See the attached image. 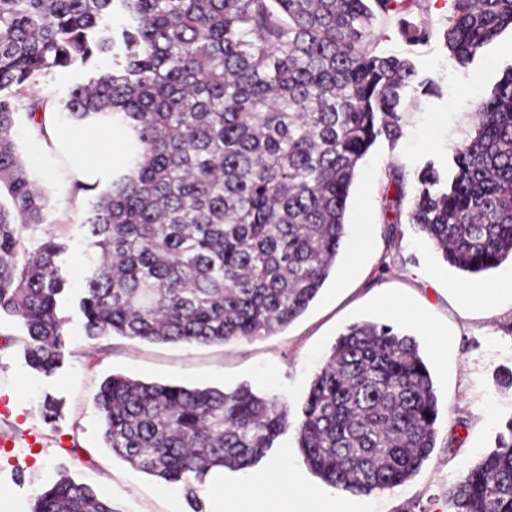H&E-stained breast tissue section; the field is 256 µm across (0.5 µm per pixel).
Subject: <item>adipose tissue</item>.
I'll return each instance as SVG.
<instances>
[{"instance_id": "ef3b65f1", "label": "adipose tissue", "mask_w": 512, "mask_h": 512, "mask_svg": "<svg viewBox=\"0 0 512 512\" xmlns=\"http://www.w3.org/2000/svg\"><path fill=\"white\" fill-rule=\"evenodd\" d=\"M44 118L50 139L65 146L70 154V177L81 182H93L103 172L122 164L130 153V141L114 127L80 128L61 121L54 111L45 113ZM257 484L265 490L262 503H255L250 491L228 490L218 512H326L320 501L297 492L295 476L286 463L274 464Z\"/></svg>"}]
</instances>
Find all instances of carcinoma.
<instances>
[{"label": "carcinoma", "instance_id": "carcinoma-1", "mask_svg": "<svg viewBox=\"0 0 512 512\" xmlns=\"http://www.w3.org/2000/svg\"><path fill=\"white\" fill-rule=\"evenodd\" d=\"M419 0H0V312L19 318L24 358L50 375L67 349L60 231L14 138L15 118L47 103L45 71L112 55L74 85L72 121L109 120L135 152L94 193L85 221L98 261L80 309L91 340L224 344L283 328L317 296L343 249L358 162L403 136L412 62L378 50L377 19L430 34ZM442 37L467 64L506 28L512 0H452ZM129 22L112 36L103 17ZM454 172L421 176L409 223L467 274L512 258V66L481 100ZM400 212L407 174L389 171ZM112 454L195 493L224 469L256 465L288 427L287 406L249 385L230 391L110 375L95 397ZM438 399L419 345L390 325H348L315 373L296 426L311 473L354 496L383 492L435 448ZM31 512H114L62 475ZM448 512H512V418L495 447L448 488Z\"/></svg>", "mask_w": 512, "mask_h": 512}]
</instances>
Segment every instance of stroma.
I'll list each match as a JSON object with an SVG mask.
<instances>
[{"label": "stroma", "instance_id": "35a3bbf8", "mask_svg": "<svg viewBox=\"0 0 512 512\" xmlns=\"http://www.w3.org/2000/svg\"><path fill=\"white\" fill-rule=\"evenodd\" d=\"M450 13L451 0H421L420 16L431 33L419 42L404 40L395 22L377 21L381 50L409 59L418 73V84L404 94V135L394 144L378 139L358 164L345 218L347 224L367 227L358 266L339 256L306 312L272 335L192 347L115 337L111 349L99 351L97 341L85 335L79 308L82 279L97 260L83 225L93 201L72 199L63 178L33 170L49 197L48 221L63 225L66 233L68 248L57 259L67 280L58 313L66 320L69 346L54 374L35 372L24 359L20 319L0 316V495L13 500L19 512H30L32 499L65 471L111 500L116 512H194L198 505L212 512L210 484L191 500L181 485L159 481L105 447L94 398L106 377L121 374L224 390L248 384L285 403L291 427L266 457L247 470L224 473L225 485L250 489L254 498L263 496L256 478L284 461L295 472L299 490L336 502L345 512H399L407 506L415 512H448L449 486L494 447L497 431L512 418V387L499 383L503 369H512V298L501 297L490 307L464 303L458 290L470 284V275L443 262L407 215L388 224L383 201L396 192L391 167L406 171L410 198L427 167L450 174L455 149L474 133L476 101L512 66L511 29L470 64L458 65L442 37ZM427 79L435 82L429 94L420 87ZM408 305L423 314L424 323L402 315ZM361 320L394 325L419 340L439 407L436 446L421 470L404 484L370 496L338 492L313 476L298 453L293 429L314 373L338 334ZM442 335L453 342L440 352L434 339ZM48 399L60 408L52 421L43 415Z\"/></svg>", "mask_w": 512, "mask_h": 512}]
</instances>
